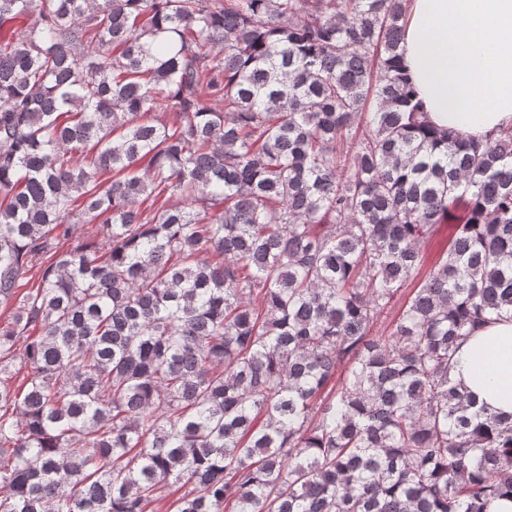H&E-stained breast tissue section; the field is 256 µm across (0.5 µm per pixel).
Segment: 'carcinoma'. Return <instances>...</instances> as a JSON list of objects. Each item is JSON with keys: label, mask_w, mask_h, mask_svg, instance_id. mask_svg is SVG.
I'll use <instances>...</instances> for the list:
<instances>
[{"label": "carcinoma", "mask_w": 512, "mask_h": 512, "mask_svg": "<svg viewBox=\"0 0 512 512\" xmlns=\"http://www.w3.org/2000/svg\"><path fill=\"white\" fill-rule=\"evenodd\" d=\"M406 2L0 0V512L512 494L448 377L512 311V127L427 126ZM457 225L458 222L453 220L449 221L447 224L438 225L435 235L424 246V251L426 252L427 257L426 265L408 288H415L418 282L424 278L430 266L445 251V249L448 248V241L456 232Z\"/></svg>", "instance_id": "carcinoma-1"}]
</instances>
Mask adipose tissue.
Returning <instances> with one entry per match:
<instances>
[{
  "label": "adipose tissue",
  "mask_w": 512,
  "mask_h": 512,
  "mask_svg": "<svg viewBox=\"0 0 512 512\" xmlns=\"http://www.w3.org/2000/svg\"><path fill=\"white\" fill-rule=\"evenodd\" d=\"M403 63L428 121L485 141L512 127V0H410ZM449 377L480 415H512V314L477 329Z\"/></svg>",
  "instance_id": "adipose-tissue-1"
}]
</instances>
